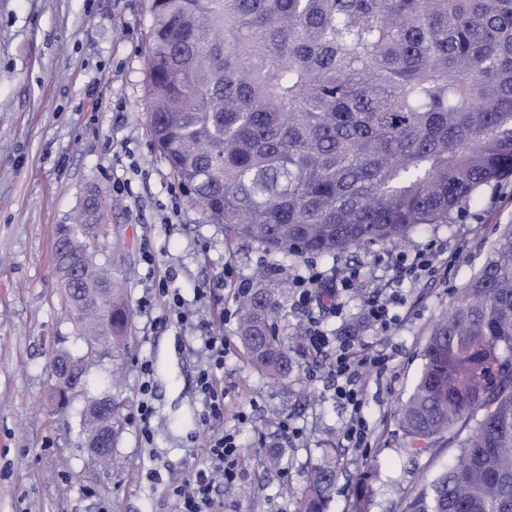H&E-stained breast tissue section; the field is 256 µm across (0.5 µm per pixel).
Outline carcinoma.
Segmentation results:
<instances>
[{
    "instance_id": "obj_1",
    "label": "carcinoma",
    "mask_w": 512,
    "mask_h": 512,
    "mask_svg": "<svg viewBox=\"0 0 512 512\" xmlns=\"http://www.w3.org/2000/svg\"><path fill=\"white\" fill-rule=\"evenodd\" d=\"M151 133L160 158L229 242L285 258H336L449 224L481 187L512 174V0H150ZM93 210L60 224L74 264L58 270L79 334L105 355L126 345L131 308ZM267 293L238 299L248 363L291 373ZM73 386L91 365L62 353ZM398 420L446 468L403 512H512V229L435 322ZM120 425L122 394L93 396L82 431ZM366 468L351 512H369ZM330 460L296 512H328Z\"/></svg>"
}]
</instances>
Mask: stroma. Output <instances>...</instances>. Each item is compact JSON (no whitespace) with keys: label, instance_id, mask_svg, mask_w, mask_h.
I'll use <instances>...</instances> for the list:
<instances>
[{"label":"stroma","instance_id":"obj_1","mask_svg":"<svg viewBox=\"0 0 512 512\" xmlns=\"http://www.w3.org/2000/svg\"><path fill=\"white\" fill-rule=\"evenodd\" d=\"M147 0H0V512H177L171 486L205 463L208 365L202 339L227 349L216 385L225 433L241 450L238 494L214 475L223 512H296L307 474L335 449L338 477L330 512H349L350 492L371 467L370 512H402L423 474L449 449L408 452L397 410L411 394L436 319L485 264L512 226V175L482 187L451 223L413 233L402 246L374 245L333 259L282 261L254 245L231 244L160 160L150 132L145 37ZM125 186L115 195L114 184ZM99 196L111 238L121 239L133 312L119 360L128 398L123 428L101 464L85 446L79 413L87 392L112 390L111 356L78 337L55 269L54 230ZM440 249L433 273L395 284L398 250ZM336 277L354 267L367 285L339 309L297 304L293 279L308 267ZM268 291L280 305L276 333L290 340L316 320L326 343L292 349L293 372L277 383L250 369L237 338L242 290ZM393 296L397 321L381 331L365 318L375 296ZM181 306H174L173 297ZM192 312L191 321L177 318ZM350 330L382 350L385 365L364 374L362 447L343 437L351 410L336 396L331 361ZM62 351L93 360L89 390L74 389L60 411L50 364ZM152 416L137 414L141 381ZM288 430H281V423ZM282 458L267 469L269 454Z\"/></svg>","mask_w":512,"mask_h":512}]
</instances>
